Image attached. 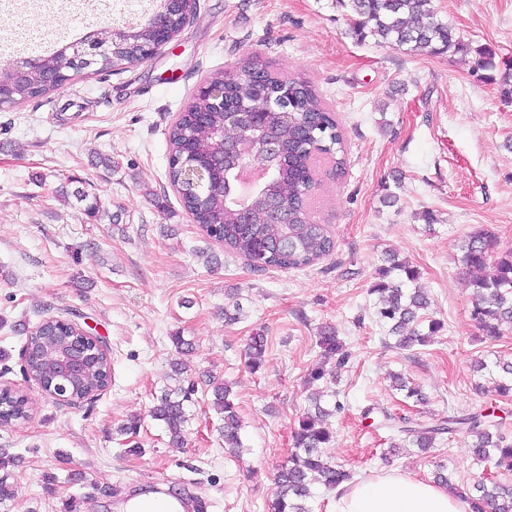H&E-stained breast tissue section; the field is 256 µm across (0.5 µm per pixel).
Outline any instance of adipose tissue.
Returning a JSON list of instances; mask_svg holds the SVG:
<instances>
[{
  "label": "adipose tissue",
  "mask_w": 512,
  "mask_h": 512,
  "mask_svg": "<svg viewBox=\"0 0 512 512\" xmlns=\"http://www.w3.org/2000/svg\"><path fill=\"white\" fill-rule=\"evenodd\" d=\"M331 512H469V506L445 486L390 470L338 485Z\"/></svg>",
  "instance_id": "ef3b65f1"
}]
</instances>
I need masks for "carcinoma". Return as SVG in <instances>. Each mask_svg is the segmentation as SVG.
<instances>
[{
  "label": "carcinoma",
  "instance_id": "1",
  "mask_svg": "<svg viewBox=\"0 0 512 512\" xmlns=\"http://www.w3.org/2000/svg\"><path fill=\"white\" fill-rule=\"evenodd\" d=\"M350 9L354 16L353 33L361 40L371 37L389 43L409 53L468 52L467 45L448 25L437 20L433 0H336ZM155 32L141 26L132 35L123 38L109 51L94 57L86 65L98 72L110 70L122 62L137 60L145 47L152 44ZM42 71L33 72L16 86L15 100L25 101L42 96L50 89L45 79L56 68V58L50 54L42 58ZM253 71V80H230L218 71L209 77V82L224 85V106L231 108L244 102L264 110V123L270 133L281 144L285 163L276 167L270 182V193L277 199L278 207L270 209L261 200H256L247 209L231 206L221 200L216 192L205 201L187 199L183 206L191 211L195 224L205 236L227 252L249 261L257 269L304 268L315 265L329 256L335 241L328 229L311 219L310 192L318 182V159L325 157L336 171L344 169L345 145L341 126L334 113L321 101L311 83L301 77L285 78L271 70L259 60L245 66ZM298 87L297 93L288 96L290 112H305L314 123L302 126L281 118V107L274 103L282 81ZM204 106L203 100L195 101L193 109H187L180 119L171 125L168 132V177L174 183L181 171L179 160L186 155L184 130L195 127L196 136L190 147L194 153L207 155L213 151V129L224 122V114L211 112L206 123L196 125L194 110ZM460 262L472 274V315L481 330L491 339L502 335L503 329L512 328V252L493 253L492 234L480 230L460 246ZM401 271L409 281L417 280L419 272L399 263L379 271L370 292L377 295V314L390 325L397 345L411 348L424 345L430 335L439 332L443 323L428 320V333L414 328L424 320L430 301L419 288L405 289L403 284L390 278L393 271ZM72 327L65 319L49 317L41 330L29 331L26 342L29 356L26 372L39 381L44 388L54 387L57 379L53 343L58 337L69 334ZM319 346L324 355L337 357V363L345 362L343 342L333 327L320 330ZM266 341L262 336L250 338L246 348V365L256 372L265 363ZM112 378V359L103 353L88 358L85 373L73 390L74 400L97 395L106 390ZM194 389L179 386L165 391L152 407L151 415L164 423L170 440L174 444L184 441L188 415L185 403L191 401ZM211 405L221 415L218 428L224 447L236 450L243 447L241 421L236 407L230 399V389L222 383L211 385ZM323 394L315 391L309 395L312 409L299 420L294 431L293 450L274 478L275 499L273 512H309L306 499L310 487L319 484L327 489L352 478L351 471L326 460L320 448L329 444L333 431L328 423L332 411L320 405ZM33 402L24 397H13L0 390V419L21 420L32 415ZM383 425L396 431L399 442L389 449L412 445L426 450L433 447L438 437L452 435L465 430L474 441L471 454L478 462H494L512 469V441L500 432L497 424L485 420L483 414L466 418L450 416L426 421L384 415ZM470 512H512V484L496 481L490 483L480 478L473 483L465 496Z\"/></svg>",
  "mask_w": 512,
  "mask_h": 512
}]
</instances>
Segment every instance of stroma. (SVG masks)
Instances as JSON below:
<instances>
[{
	"label": "stroma",
	"instance_id": "1",
	"mask_svg": "<svg viewBox=\"0 0 512 512\" xmlns=\"http://www.w3.org/2000/svg\"><path fill=\"white\" fill-rule=\"evenodd\" d=\"M149 0H12L0 12V64L53 53L125 14L145 17ZM440 21L468 54L414 55L358 40L337 0H197L189 22L139 64L72 75L61 90L0 106V389L35 404L32 417L0 429V512H116L117 491L157 483L193 489L202 512H268L273 477L309 407L306 380L344 408L329 423L322 454L353 475L381 470L394 439L383 415L462 416L495 408L512 438V394L497 395L496 359L512 360V330L483 336L459 245L480 229L493 250L512 251V0H434ZM495 65L477 67L481 52ZM260 59L281 75L310 80L343 129L346 169L322 165L312 211L335 240L317 264L257 271L220 253L192 224L166 173L167 132L197 88L219 70ZM112 157L101 166L99 155ZM100 205L89 217V200ZM118 224H111V216ZM419 272L442 330L399 349L377 315L370 289L388 255ZM240 305L237 322L224 312ZM73 312L107 345L112 380L98 397L59 402L24 372L26 330ZM334 326L347 360L317 344ZM191 341L180 355L173 335ZM266 339L251 372L244 347ZM184 361L183 374L173 364ZM483 370H474L476 361ZM403 374L427 397L418 406L393 390ZM230 382L243 422V452H225L210 404V379ZM193 385L182 445L170 444L149 410L163 389ZM140 416L136 435L120 434ZM470 437L442 435L434 448L401 449L394 469L432 477L448 465L457 491L483 474ZM139 452H132V445Z\"/></svg>",
	"mask_w": 512,
	"mask_h": 512
}]
</instances>
